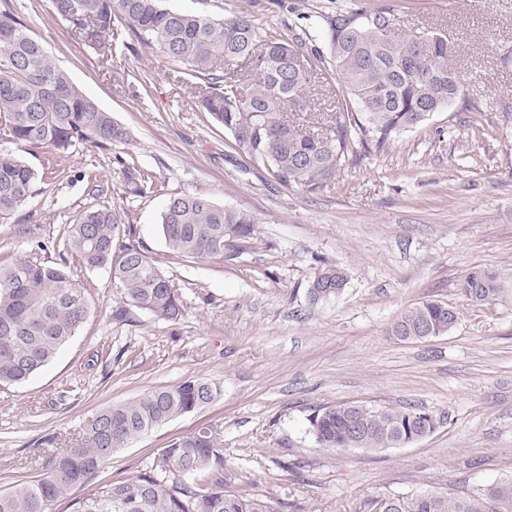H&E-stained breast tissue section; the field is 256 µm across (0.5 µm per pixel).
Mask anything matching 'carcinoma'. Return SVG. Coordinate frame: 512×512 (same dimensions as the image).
<instances>
[{
  "instance_id": "obj_1",
  "label": "carcinoma",
  "mask_w": 512,
  "mask_h": 512,
  "mask_svg": "<svg viewBox=\"0 0 512 512\" xmlns=\"http://www.w3.org/2000/svg\"><path fill=\"white\" fill-rule=\"evenodd\" d=\"M54 16L73 24L79 38L103 49L120 23L144 46L157 48L184 67L180 81L198 92L200 108L231 138L237 152L271 172L285 187L308 194L325 190L361 152L384 150L402 133L448 107L463 86L449 64L448 38L436 31L390 36L397 18L384 10L354 9L318 16L285 38L273 36L242 13L217 18L169 8L164 0H51ZM323 49H308L314 37ZM334 71L358 111L336 106L317 111V80ZM0 118L15 148H0V219L17 213L32 195L38 174L23 159L31 149L67 156L76 140L121 144L126 130L48 55L16 17L0 10ZM138 190L152 175L124 167ZM126 232L120 212L92 208L70 224L66 249L88 269L110 267L126 301L154 316L178 321L183 303L174 283L134 246L118 243ZM161 233L175 254L205 260L239 254L237 242L256 233V220L205 194L173 195L161 217ZM348 283L345 270L325 264L307 289L309 304L334 300ZM474 302L499 291L494 276L475 270L460 282ZM85 289L63 263L20 259L0 266V385L20 384L47 365L87 319ZM457 321L448 304L425 300L402 313L392 332L402 341L444 336ZM220 386L186 380L116 403L92 421L86 440L54 455L34 480L0 491V512H53L71 500L72 512H288L250 494L223 490L224 436L212 427L185 435L159 452L135 477L72 498L92 483L112 453L170 420L210 403ZM436 415L410 405L381 410L342 403L309 418L316 442L337 450L384 451L419 437ZM215 475L213 487L187 477ZM368 512H512V479L476 492H416L392 501L370 500Z\"/></svg>"
}]
</instances>
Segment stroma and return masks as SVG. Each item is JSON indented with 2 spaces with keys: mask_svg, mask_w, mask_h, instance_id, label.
I'll list each match as a JSON object with an SVG mask.
<instances>
[{
  "mask_svg": "<svg viewBox=\"0 0 512 512\" xmlns=\"http://www.w3.org/2000/svg\"><path fill=\"white\" fill-rule=\"evenodd\" d=\"M168 4L220 18L245 12L281 35L303 13L382 9L400 32L447 35L465 98L309 195L235 151L160 51L124 31L101 52L52 19L50 0H0L128 133L117 145L76 143L62 163L47 148L26 155L39 174L35 192L0 220L1 265L35 253L67 263L90 304L48 365L0 386V490L40 476L102 409L188 379L221 393L114 453L96 485L138 475L203 426L224 436L225 492L294 512H367V500L385 493L472 492L512 479V62L502 60L512 51V0ZM468 100L478 111L465 109ZM131 163L153 176L143 193L125 181ZM177 193L250 213L255 238L232 258L173 254L159 224ZM99 206L124 212V242L173 279L185 308L178 322L124 305L110 268L86 269L66 250L76 214ZM325 263L349 282L313 307L306 291ZM473 270L495 276L493 302L461 293ZM427 299L454 308L453 329L425 342L393 336L398 316ZM120 307L125 318H114ZM338 403L414 404L444 422L399 448L337 451L318 445L309 419Z\"/></svg>",
  "mask_w": 512,
  "mask_h": 512,
  "instance_id": "obj_1",
  "label": "stroma"
}]
</instances>
